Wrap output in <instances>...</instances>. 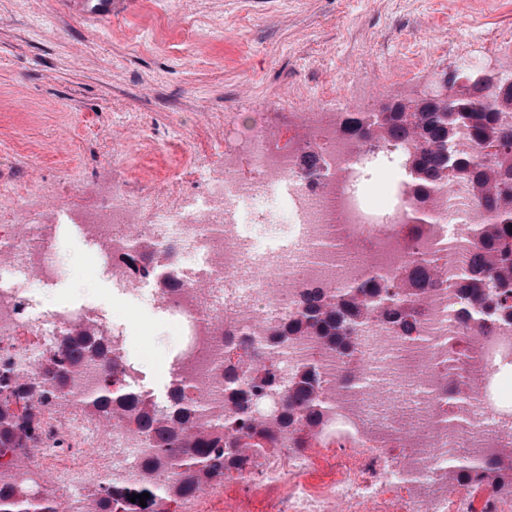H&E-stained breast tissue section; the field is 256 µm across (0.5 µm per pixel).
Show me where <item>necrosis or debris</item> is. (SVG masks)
<instances>
[{
	"label": "necrosis or debris",
	"instance_id": "obj_1",
	"mask_svg": "<svg viewBox=\"0 0 512 512\" xmlns=\"http://www.w3.org/2000/svg\"><path fill=\"white\" fill-rule=\"evenodd\" d=\"M334 96V88L320 89L318 102L303 103L299 125L285 131L243 117L237 149L193 197L134 195L112 182L99 186L92 207L61 209L45 203L41 184L0 186V368L15 377L31 375L75 325L106 330L115 353L124 352L121 325L80 306L45 310L32 298L31 280L50 288L63 272L57 221L82 225L95 270L123 287L131 284L129 270L140 267L137 241L148 240L161 252L153 266L181 283L159 296L182 338L172 385L219 409L224 359L239 349L260 361L274 357L284 379L312 363L328 405L323 438L334 439L345 428L375 446L407 450L398 466L371 456L316 486L307 479L314 461L277 447L261 473L248 466L233 472V480L247 484L258 476L270 487L286 488L271 502L272 512H332L337 505L380 512L391 493L408 484L421 491L413 512H469L467 499L448 498L449 462H485L494 449L512 447V389L501 377L512 364V326L480 332L461 316L455 289L478 246L470 227L484 223L485 212L464 179L417 198L409 189L414 141L357 137L338 113L322 107ZM308 154L318 161L312 177L302 166ZM385 159L396 164V182L387 202L368 204L357 185ZM247 218L287 225V246L260 249L242 230ZM422 257L437 258L439 285L419 303L416 340L396 336L374 316L357 326L351 357L307 339L269 354V328L295 315L306 284H393ZM36 414L39 427L25 462L0 455V471L22 482L33 501L73 499L109 465L121 467L127 489H134L145 451L141 436L116 425L104 444L99 423L80 408L65 420L48 404ZM66 436L79 447L63 449Z\"/></svg>",
	"mask_w": 512,
	"mask_h": 512
}]
</instances>
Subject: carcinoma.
<instances>
[{"label":"carcinoma","mask_w":512,"mask_h":512,"mask_svg":"<svg viewBox=\"0 0 512 512\" xmlns=\"http://www.w3.org/2000/svg\"><path fill=\"white\" fill-rule=\"evenodd\" d=\"M489 87L469 89L448 99L425 98L416 111L395 102L370 117L352 118L353 130L363 137L381 140L412 138L417 151L411 160L414 177L411 191L428 196L448 185L450 176L468 179L482 196L488 214L485 224L473 225L479 248L470 259L468 272L459 284L461 299L472 310L465 319L491 333L498 324H512V127L501 122V114L512 110V96L497 94L490 101ZM472 131L483 153L472 156L452 151L458 128ZM433 262L423 260L402 278L395 291L389 286L375 288H303L299 311L288 322L270 329L275 347L291 337H314L348 356L353 347L352 333L368 316L379 313L397 335L410 339L417 333L416 302L435 284ZM108 338L100 330L81 325L66 333L65 345L50 354L46 365L20 391L10 390V377L0 375V453L18 452L26 447L37 429L33 416L20 409L17 399L39 403H60L77 399L84 413L101 421L125 424L143 436L150 447L136 482L149 494L147 512H172V506L191 497L198 489L220 484L231 472L246 465L257 466L267 449L282 444L293 450L305 447L301 433H317L324 402L319 391L315 366L298 367L288 384L274 370V363L251 365L239 358L224 363V412L200 430L196 421L207 404L182 389L156 402L128 389L119 378L118 363L112 376L88 394L77 392L84 367L107 355ZM273 391L285 394V408L273 423L252 410ZM493 492L512 493V451L488 462ZM479 465L458 462L448 470L453 479L477 485ZM54 499L33 504L14 476L0 472V512H59ZM77 512H128L127 501L118 491V482L105 483L101 492Z\"/></svg>","instance_id":"cac0c4a2"}]
</instances>
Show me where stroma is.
<instances>
[{
  "label": "stroma",
  "mask_w": 512,
  "mask_h": 512,
  "mask_svg": "<svg viewBox=\"0 0 512 512\" xmlns=\"http://www.w3.org/2000/svg\"><path fill=\"white\" fill-rule=\"evenodd\" d=\"M199 18L223 23L222 38L187 40L185 25ZM505 27L512 0H127L108 20L77 14L68 0H0V177L53 188L69 165L86 183L137 194L162 167L174 188L196 192L195 167L224 165L234 115L259 112L270 128H287L297 101L341 76L359 85L345 112L407 104L482 51L474 33ZM387 71L411 79L382 84ZM59 232L64 275L39 300L125 321L127 360L166 400L179 338L155 312L160 278L119 294L84 262L76 225ZM215 493L213 512H267L274 497L231 481Z\"/></svg>",
  "instance_id": "stroma-1"
}]
</instances>
